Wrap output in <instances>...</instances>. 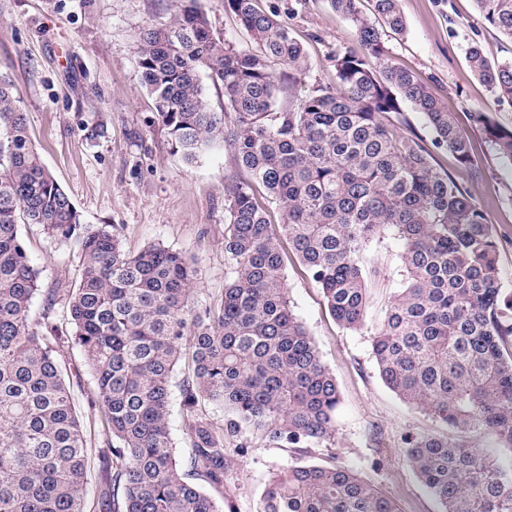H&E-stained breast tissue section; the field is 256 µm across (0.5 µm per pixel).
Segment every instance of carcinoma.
Wrapping results in <instances>:
<instances>
[{"label": "carcinoma", "mask_w": 512, "mask_h": 512, "mask_svg": "<svg viewBox=\"0 0 512 512\" xmlns=\"http://www.w3.org/2000/svg\"><path fill=\"white\" fill-rule=\"evenodd\" d=\"M195 2L146 24L135 53L153 122L172 147L192 160L221 142L248 176L224 185L229 276L217 303L194 300V258L156 243L131 254L116 225L82 224L32 143L13 85L0 79V512H86L87 440L59 361L70 346L96 382L111 439L98 450V512H223L224 443L248 432L278 448L331 447L340 395L290 305L282 239L338 325L360 330L377 275L363 254L387 232L402 245L404 274L372 357L392 392L445 427L406 439L407 462L442 512H512V465L467 441L485 433L512 450V302L481 209L422 139L399 130L406 101L433 146L476 171L470 140L435 91L389 63L385 30L405 31L400 0H374L376 22L357 0H329L358 33V46L333 55V87L308 83L303 45L256 0H224L252 40L247 48L226 42ZM475 2L512 38V0ZM467 62L491 93L512 99V61H491L473 44ZM205 76L223 91L221 112ZM476 120L511 162L512 129L481 112ZM256 185L279 205L276 228ZM22 224L80 243L74 285L42 290ZM58 303L65 330L53 320ZM185 360L180 411L190 452L181 458L170 416ZM206 405L230 417L218 424ZM263 512L397 509L347 466L300 462L267 484Z\"/></svg>", "instance_id": "obj_1"}]
</instances>
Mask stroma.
<instances>
[{
    "mask_svg": "<svg viewBox=\"0 0 512 512\" xmlns=\"http://www.w3.org/2000/svg\"><path fill=\"white\" fill-rule=\"evenodd\" d=\"M258 3L304 45L311 79L335 84L332 56L356 46L353 25L327 0ZM176 10L177 0H0V75L11 80L37 151L83 223L122 225L123 246L132 253L155 242L198 257V299L205 302L224 290V185L242 172L219 144L184 159L152 123L154 102L140 85L134 43L146 22L169 20ZM401 10L406 28L388 34L390 59L435 90L470 140L478 176L459 170L445 149L433 156L482 209L499 244L503 294L512 297V162L498 157L474 120L484 112L512 128V99L492 95L466 59L476 44L490 60L512 61V40L482 20L474 0H402ZM21 234L43 288L75 281L76 243H59L37 224L22 225ZM401 251L389 236L365 251L366 266L378 275L366 325L357 331L337 324L297 257H286L291 305L340 393L335 445L313 449L308 460L349 466L398 512H441L405 458L406 438L440 425L384 385L371 355L370 335L397 286ZM62 364L77 411L91 428L92 502L100 490L97 451L105 445L97 388L78 349L66 350ZM297 456L254 437L244 451H230L224 512H261L269 480Z\"/></svg>",
    "mask_w": 512,
    "mask_h": 512,
    "instance_id": "stroma-1",
    "label": "stroma"
}]
</instances>
